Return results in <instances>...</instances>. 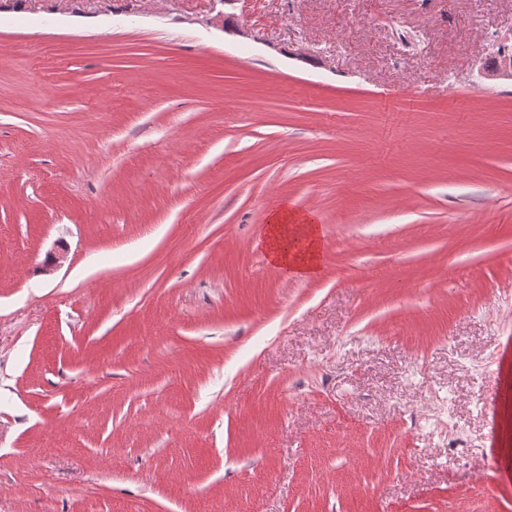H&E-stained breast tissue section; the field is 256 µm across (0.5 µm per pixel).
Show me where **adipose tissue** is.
Returning a JSON list of instances; mask_svg holds the SVG:
<instances>
[{
    "mask_svg": "<svg viewBox=\"0 0 512 512\" xmlns=\"http://www.w3.org/2000/svg\"><path fill=\"white\" fill-rule=\"evenodd\" d=\"M268 258L301 278L316 276L321 271L320 231L312 216L281 208L269 226Z\"/></svg>",
    "mask_w": 512,
    "mask_h": 512,
    "instance_id": "ef3b65f1",
    "label": "adipose tissue"
}]
</instances>
